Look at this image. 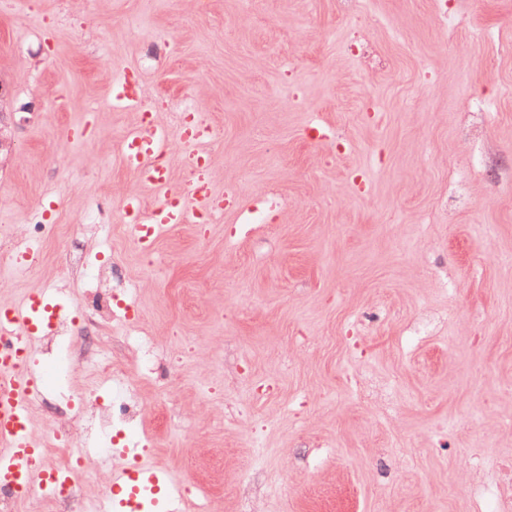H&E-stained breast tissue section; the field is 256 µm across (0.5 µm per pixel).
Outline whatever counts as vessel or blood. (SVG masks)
Wrapping results in <instances>:
<instances>
[{
  "mask_svg": "<svg viewBox=\"0 0 512 512\" xmlns=\"http://www.w3.org/2000/svg\"><path fill=\"white\" fill-rule=\"evenodd\" d=\"M110 98L118 105L139 108L140 97L133 83L115 82ZM164 129L155 121L142 122L123 146V160L145 188L158 192L152 212H145L140 196L122 198L119 213L129 225L140 248H152L158 234L175 224L208 222L216 208L205 185V167L201 157H192L196 177L185 185H175L168 170L155 167L151 157L161 149ZM53 317V310L42 297L25 303H0V487L18 496L35 488L45 489L62 482H72L70 471L56 468L46 460L42 441L31 428L29 403L44 383L43 375L30 369L33 340ZM119 481L124 486L123 507L134 512L137 499L148 491L162 495L167 512H177L174 488L165 473L144 470L122 461Z\"/></svg>",
  "mask_w": 512,
  "mask_h": 512,
  "instance_id": "1",
  "label": "vessel or blood"
}]
</instances>
